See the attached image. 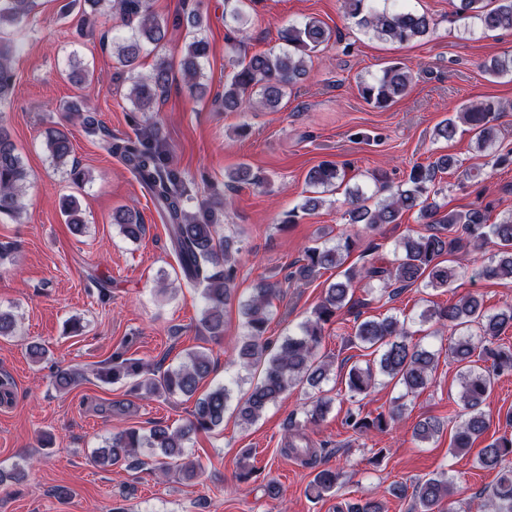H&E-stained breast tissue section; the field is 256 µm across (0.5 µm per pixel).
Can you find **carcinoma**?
Returning <instances> with one entry per match:
<instances>
[{
  "instance_id": "obj_1",
  "label": "carcinoma",
  "mask_w": 512,
  "mask_h": 512,
  "mask_svg": "<svg viewBox=\"0 0 512 512\" xmlns=\"http://www.w3.org/2000/svg\"><path fill=\"white\" fill-rule=\"evenodd\" d=\"M79 14L90 17L116 14L131 25V34L114 43L118 63L131 81L129 99L135 112H152L158 100L168 90L171 64L164 56L155 60L152 70L143 74L139 61L148 47H158L167 37L168 19L158 15L150 0H76ZM348 17L357 26L374 37L391 42H410L432 33L434 20L405 6V0H384L379 7L375 0H345ZM254 0H224V19L245 32L248 15ZM35 0H0V106L11 96L13 89L12 60L16 45L9 38L12 31L26 25L35 10ZM455 12L471 19L482 30L512 31V0H454ZM281 38L286 47L277 52L259 53L234 62V71L224 83V110L248 112L254 107V96H259L264 107H277L288 91L307 74V63L312 54L329 43L333 31L314 17H309L284 29ZM209 43L195 37L185 48L180 61L185 84L193 90L199 83L202 62L208 58ZM489 75L498 77L512 74V57L494 58L484 64ZM412 83L409 71L397 63L387 66L371 82L357 86L359 96L376 108H385L405 95ZM85 101H73L65 107L69 119L81 122L85 131H97L94 120L85 114ZM507 105L494 98L478 103L463 104L448 119L438 124L435 135L452 140L467 134L478 152H491L498 165L512 164V150L504 147L498 138L499 120ZM51 158L65 164L73 152L69 137L56 129L46 136ZM106 151L119 157L150 191L158 211L169 230L173 250L178 258L182 277L200 290L204 301L201 324L214 337L224 334V308L235 292L236 267L232 256L234 242L218 236L214 224V210L202 207L192 212L187 203L190 195L181 173L170 165L169 150L155 128H144L135 136L107 140ZM463 162L451 155H442L434 162L414 165L404 182L389 185L387 172L371 174L375 190L366 192L346 181V174L333 162L325 161L312 167L306 175V184L312 195L286 214L282 223L295 224L299 213H309L323 203L319 192L343 191L347 209L343 217L349 224H362L374 229L380 224H398L404 212L418 209L428 232L408 236L401 242V251L390 263L375 256L376 248L364 252L359 268L346 266L355 241L346 236L338 243L314 245L305 249L301 264L288 278L308 281L322 269L340 271V278L325 288L324 296L312 311L310 318L299 325L298 332L283 337L274 344L265 336L272 312L273 300L281 292L279 284L270 280L258 282L248 300L241 304L245 334L235 347L240 365L258 373L237 400L236 414L242 425L254 423L270 406L276 404L291 388L303 384L318 389L328 380L330 363L319 355L325 325L336 319L353 296V282L364 281L371 289L393 298L405 288L416 286L438 290L446 288L458 276L457 269L444 263L440 257L453 255L471 246L482 250L491 244L497 247L494 255L481 262L477 276L488 280H512V214L498 223H489L488 209L472 208L466 211L445 212L442 205L431 200L442 193L437 186V175L460 168ZM28 170L10 134L0 127V217L15 218L23 210V196L28 182ZM266 178L255 174L247 164H240L228 177L230 184H262ZM61 212L73 230L83 227L80 204L72 196L62 200ZM112 223L119 226L125 238L137 241L145 231L139 211L123 208L112 214ZM420 322L436 329L451 328L458 336L449 345V357L460 367V396L463 414L456 426L450 451H469L474 442L489 428V418L483 409L485 399L494 385V377L512 372V349L494 344L502 333L512 328V305L496 313L482 309L479 298L468 295L457 302L440 307L430 306L420 314ZM406 321L396 316L378 320H364L355 326L352 342L372 350L376 358L365 367L349 369L345 384L352 395L368 394L381 375L401 385L406 392L425 389L437 367L436 353L413 344ZM493 360L494 372L478 366V361ZM211 373V361L201 351L188 353L187 361L179 367L156 375L144 374L143 364L133 358L117 354L106 374L112 379L133 380L132 390L146 395L164 394L170 398L195 397ZM83 378L78 370L60 369L56 384L67 389ZM233 387L229 384L209 389L196 397L191 417L178 428L155 425L144 434L128 429L112 435L107 445L98 451L96 462L102 466L122 465L135 458L142 448H155L160 454L176 462L179 473L194 477L199 464L183 460L185 442L190 434L211 431L224 424V413L229 406ZM331 408V399L316 396L306 409L305 424L318 425ZM405 404L398 401L386 413L374 418L354 411L348 414L346 424L360 432L383 431L403 414ZM444 429V423L432 417L418 421L414 437L429 442ZM289 439L282 449L285 456L301 460L310 467L317 466L318 450L295 439H306L303 428L288 423ZM478 465L497 471V481L481 504L484 512H512V436L497 437L476 454ZM339 473L331 468L318 470L310 489L316 496L336 492ZM454 494V482L447 473L421 479L412 485L414 512H440L443 501Z\"/></svg>"
}]
</instances>
